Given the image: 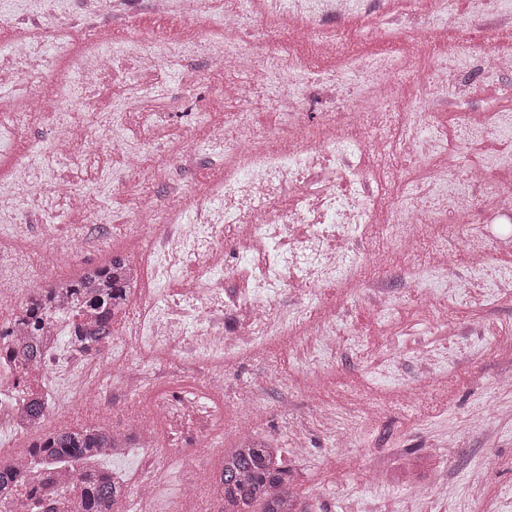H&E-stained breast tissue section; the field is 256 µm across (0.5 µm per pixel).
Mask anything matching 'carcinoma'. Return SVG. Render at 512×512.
I'll list each match as a JSON object with an SVG mask.
<instances>
[{
    "label": "carcinoma",
    "mask_w": 512,
    "mask_h": 512,
    "mask_svg": "<svg viewBox=\"0 0 512 512\" xmlns=\"http://www.w3.org/2000/svg\"><path fill=\"white\" fill-rule=\"evenodd\" d=\"M127 264L114 258L108 264L83 271L78 277L63 282L74 301L83 303L96 317L97 330L73 323L70 344L93 351L98 337L112 334L111 321L115 309L125 301ZM57 302L55 289L38 293L24 309L18 322L37 331L48 319ZM128 443L116 442V434L102 426L79 425L54 430L30 449L35 456L50 457L75 467L101 457V450L112 449L120 455ZM293 470L282 462V451L268 443L249 441L224 450V470L218 478L223 503L219 512H311L305 500L293 494ZM126 496L113 476L86 470L79 478L78 492L72 500L76 512H112V506Z\"/></svg>",
    "instance_id": "1"
}]
</instances>
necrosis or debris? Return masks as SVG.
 <instances>
[{
    "label": "necrosis or debris",
    "mask_w": 512,
    "mask_h": 512,
    "mask_svg": "<svg viewBox=\"0 0 512 512\" xmlns=\"http://www.w3.org/2000/svg\"><path fill=\"white\" fill-rule=\"evenodd\" d=\"M123 35L108 26L75 39L70 31L45 39L39 26L0 43V333L19 335L13 313L38 290L52 286L77 257L108 244L112 218L88 206L90 190L109 192L144 175L123 217V233L145 241L135 286L99 352L69 350L73 311L60 302L39 341L40 365L0 355V440L27 441L55 429L87 400L114 411L113 387L134 396L126 415L143 466L128 488L135 512H174L168 486L175 464L191 463L196 478L209 469L200 459L224 439L227 425L257 432L267 414L250 382L224 393L228 365L290 342L293 370L274 367L271 383L279 417L293 421L290 400L310 378L309 367L335 358L343 339L337 325L352 296L387 302L388 250L414 253L399 273L404 287L420 289L421 319L448 323V306L465 299L474 281L505 287L493 254L512 252V235L486 242L481 216L512 218V185L485 192L491 168H512V154L471 156L457 163L460 146L512 138V105L470 101L469 77L497 83L512 74V0H149L152 12L183 14L181 35L144 28L125 0ZM342 23L334 30L330 21ZM403 29L424 60L398 48L370 58L352 46ZM311 44L334 57L322 69L294 50ZM204 57L207 75L224 77L223 120L199 112L203 138L170 144L172 114L155 104L148 76L175 60ZM135 70L138 82L107 112L81 113L104 81ZM63 82H55L58 73ZM331 102L311 121L313 94ZM467 101L453 138L435 134L432 115ZM264 104L275 114L266 134L254 130L249 111ZM141 128L139 140L126 132ZM48 136L35 138L37 129ZM167 145L165 159L147 152ZM124 167L109 182L97 177L112 151ZM207 158L218 173L195 181L192 164ZM79 166L93 178L83 189L62 177ZM167 189L159 197L154 186ZM397 189L396 197L385 186ZM80 221L60 235L31 214L57 209ZM380 245L361 250L368 235ZM29 246L17 266L13 247ZM469 273L452 278L454 259ZM297 298L287 309V298ZM153 356L175 371L143 375L138 361ZM41 398V416L27 414ZM8 463L30 475L0 512H69L77 475L67 466L39 464L24 452Z\"/></svg>",
    "instance_id": "obj_1"
}]
</instances>
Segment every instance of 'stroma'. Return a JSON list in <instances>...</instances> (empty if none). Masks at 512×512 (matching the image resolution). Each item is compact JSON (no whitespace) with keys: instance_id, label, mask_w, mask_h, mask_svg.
<instances>
[{"instance_id":"obj_1","label":"stroma","mask_w":512,"mask_h":512,"mask_svg":"<svg viewBox=\"0 0 512 512\" xmlns=\"http://www.w3.org/2000/svg\"><path fill=\"white\" fill-rule=\"evenodd\" d=\"M387 287L394 296L388 320H381L374 306L351 300L345 322L358 332V345L326 367V395L332 400L341 390L365 398L386 395L390 380L378 366L399 341L407 352L431 347L446 355L444 372L450 381L433 392L428 411L417 417L395 406L374 424L362 423L353 412L343 413L338 421L349 433L335 445L314 422L309 394L302 391L294 403L300 410L297 430L305 436L304 457L292 455L295 430L284 428L277 412L267 416L265 439L283 448L284 462L299 474L294 490L313 504L314 512H415L406 483L389 481L376 491L362 483L360 471L371 462L375 448L388 449L382 461L388 470L415 457L428 460L423 482L429 512H489L493 507L512 512V416L504 414L512 409V390L500 387L512 375V297L481 288L459 309L450 330L443 331L415 316L413 289L402 287L395 277ZM241 381L251 382L268 404H275L277 393L259 357L246 358L224 374L225 390ZM490 401L498 404V411L487 412L483 424H471L470 415ZM450 436L458 444L456 455L432 466L437 448ZM487 455L496 465L485 485H474L471 468Z\"/></svg>"}]
</instances>
